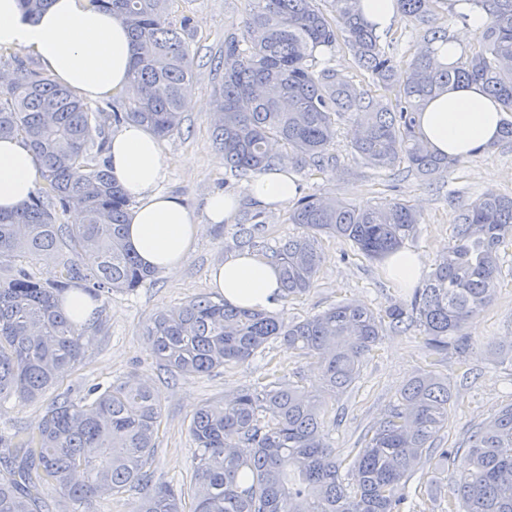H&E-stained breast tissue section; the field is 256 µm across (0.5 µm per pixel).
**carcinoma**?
I'll use <instances>...</instances> for the list:
<instances>
[{
	"mask_svg": "<svg viewBox=\"0 0 512 512\" xmlns=\"http://www.w3.org/2000/svg\"><path fill=\"white\" fill-rule=\"evenodd\" d=\"M90 2L130 30L134 76L119 108L94 109L14 57L12 78L0 86V138L22 139L41 170L29 202L0 212V398L39 399L83 359L90 338L64 309L71 288L80 285L97 300L132 292L155 275L126 241L130 200L112 178L107 140L123 122L159 138L180 130L182 91L194 75L190 22L170 23V0ZM249 2L240 32L224 40L216 94L214 144L232 171L267 170L283 151L297 164L322 167L348 115L357 124L352 149L366 168L442 175L461 158L438 155L425 141L417 114L430 99L450 85L479 83L512 113V0H471L488 17L480 44L442 63L436 45L448 43V31L432 22L446 0H397L398 14L423 30L403 71L364 21L361 0H327V12L319 0ZM340 38L374 84L391 89L399 82L394 101L375 100L362 84L316 67V48ZM72 209L82 223H58ZM288 221L302 233L267 256L285 300L314 284L321 237L349 241L381 260L416 236L420 215L400 201L361 207L310 196ZM264 230L258 215L247 213L236 244L252 245ZM509 237L512 197L485 195L462 208L448 248L408 304L374 312L342 302L286 321L200 296L154 313L143 335L173 376L243 365L278 342L314 358L334 398L355 381L387 326L416 328L435 351L464 348L463 327L492 299L498 249ZM66 250L91 254L96 265L83 269ZM16 257L53 258L54 272L36 277L13 264ZM450 401L451 386L435 374L410 378L351 457L349 481L325 439V399L278 378L207 401L189 424L197 460L191 512H405L408 478L436 453L453 465L448 512H512V404L476 427L465 448L440 450ZM161 420L153 386L136 373L78 401H52L36 426L0 436V512H46L49 488L89 504L136 486L134 512H184L185 493L154 480Z\"/></svg>",
	"mask_w": 512,
	"mask_h": 512,
	"instance_id": "obj_1",
	"label": "carcinoma"
}]
</instances>
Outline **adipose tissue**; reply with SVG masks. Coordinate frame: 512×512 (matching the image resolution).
<instances>
[{
  "instance_id": "1",
  "label": "adipose tissue",
  "mask_w": 512,
  "mask_h": 512,
  "mask_svg": "<svg viewBox=\"0 0 512 512\" xmlns=\"http://www.w3.org/2000/svg\"><path fill=\"white\" fill-rule=\"evenodd\" d=\"M0 49H22L35 56L45 73L84 101L122 94L133 73V48L127 27L89 0H50L36 16L24 13L20 0H0ZM502 112L483 87L444 89L421 112V129L438 153L466 157L498 139ZM112 176L136 202L129 214L126 240L141 260L176 273L196 243L197 223L182 198L163 189L168 164L157 137L128 124L108 145ZM40 175L30 149L17 138L0 139V211L10 213L34 195ZM259 207L277 210L296 197L297 178L288 164L257 174L245 187ZM424 256L399 249L385 264L399 287L418 284ZM210 285L228 304L270 310L279 302V271L258 253H232L212 267Z\"/></svg>"
}]
</instances>
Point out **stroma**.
I'll return each mask as SVG.
<instances>
[{"label":"stroma","instance_id":"1","mask_svg":"<svg viewBox=\"0 0 512 512\" xmlns=\"http://www.w3.org/2000/svg\"><path fill=\"white\" fill-rule=\"evenodd\" d=\"M249 9L248 0H171L169 19L180 24L190 18V49L195 58L190 84L206 103H213L223 77L224 39L238 32ZM179 132L160 142L169 162L166 190L184 198L197 223L193 251L174 274L131 293L100 299L87 326L92 341L86 356L38 401L15 396L0 400V434L9 436L34 426L49 401L79 399L95 384H107L131 373L148 377L159 396L163 419L155 448V478L178 490L187 489L195 469V446L188 425L195 409L233 390L265 383L273 377L289 379L300 388L318 393L321 373L312 358L270 345L241 366L203 377H174L154 359L140 332L155 311L180 305L194 297L213 295L209 284L212 266L233 253L234 224L208 223L204 214L209 192L239 194L240 211L253 210L245 197L246 177L230 173L213 143L209 112L186 110ZM353 121H340L330 153L333 164L324 169L296 170L301 195L338 197L350 203L380 205L394 200L412 205L420 214L419 233L409 246L423 254L427 265L447 247L461 208L488 193L512 195V143L464 158L447 174L425 179L407 171H372L362 166L351 148ZM321 267L308 293L279 302L276 311L286 320H300L327 307L353 301L378 309L409 300V292L390 281L383 264L359 254L350 242L330 237L320 240ZM502 269L491 303L463 329L469 338L465 352L436 353L416 329H389L366 357L358 379L343 394L329 400L325 414L328 443L347 457L360 447L367 431L395 403L402 385L424 370L434 371L452 389L448 426L437 442L441 448H460L471 431L512 403V238L500 246ZM451 468L433 458L408 481L418 512H448ZM139 496L130 489L81 505L47 492L51 512H133Z\"/></svg>","mask_w":512,"mask_h":512}]
</instances>
